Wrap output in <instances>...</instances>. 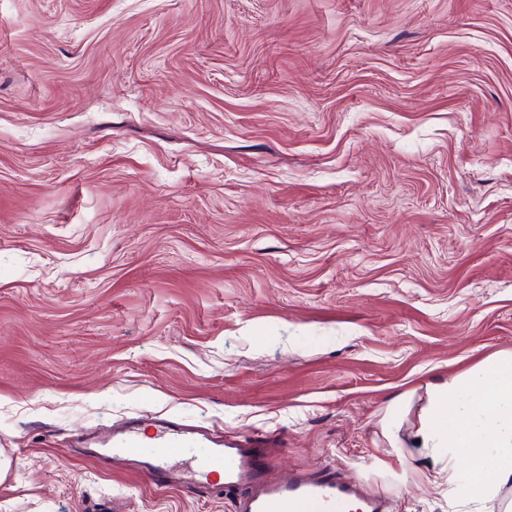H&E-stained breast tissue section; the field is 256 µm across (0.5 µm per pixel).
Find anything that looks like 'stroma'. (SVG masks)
<instances>
[{"instance_id": "35a3bbf8", "label": "stroma", "mask_w": 512, "mask_h": 512, "mask_svg": "<svg viewBox=\"0 0 512 512\" xmlns=\"http://www.w3.org/2000/svg\"><path fill=\"white\" fill-rule=\"evenodd\" d=\"M512 349V0H0V512H235L83 455L265 436L389 512Z\"/></svg>"}]
</instances>
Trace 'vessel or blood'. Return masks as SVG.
<instances>
[{
  "label": "vessel or blood",
  "instance_id": "1",
  "mask_svg": "<svg viewBox=\"0 0 512 512\" xmlns=\"http://www.w3.org/2000/svg\"><path fill=\"white\" fill-rule=\"evenodd\" d=\"M88 455L135 464L161 488L196 489L222 472L225 491L235 493L237 512H385L387 497L378 490L343 479L334 472L296 473L274 481V459L259 437H239L209 446L205 437L167 424L142 442L138 428L113 429L108 447H91Z\"/></svg>",
  "mask_w": 512,
  "mask_h": 512
}]
</instances>
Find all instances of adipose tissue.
Segmentation results:
<instances>
[{
	"label": "adipose tissue",
	"instance_id": "adipose-tissue-1",
	"mask_svg": "<svg viewBox=\"0 0 512 512\" xmlns=\"http://www.w3.org/2000/svg\"><path fill=\"white\" fill-rule=\"evenodd\" d=\"M414 436L462 503L477 505L512 488V350L430 386Z\"/></svg>",
	"mask_w": 512,
	"mask_h": 512
}]
</instances>
